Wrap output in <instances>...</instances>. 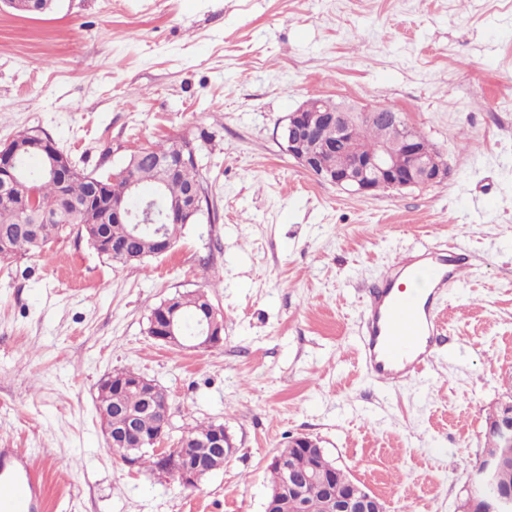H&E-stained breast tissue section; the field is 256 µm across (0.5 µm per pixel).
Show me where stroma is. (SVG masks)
Wrapping results in <instances>:
<instances>
[{
  "mask_svg": "<svg viewBox=\"0 0 512 512\" xmlns=\"http://www.w3.org/2000/svg\"><path fill=\"white\" fill-rule=\"evenodd\" d=\"M402 112L447 181L362 196L277 143L310 98ZM37 131L91 172L186 138L209 209L175 248L112 266L70 235L0 264V448L38 459L43 512H264L290 437L386 512H458L486 417L512 399V0H56L0 4V143ZM455 245L473 273L445 296L421 376L362 369L367 286L410 249ZM201 290L213 350L160 345L151 310ZM133 369L169 394L172 430L223 423L237 451L185 489L106 447L97 387Z\"/></svg>",
  "mask_w": 512,
  "mask_h": 512,
  "instance_id": "stroma-1",
  "label": "stroma"
}]
</instances>
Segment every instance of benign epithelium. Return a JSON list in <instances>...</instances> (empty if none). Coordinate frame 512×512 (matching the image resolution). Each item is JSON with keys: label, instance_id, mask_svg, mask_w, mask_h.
I'll return each instance as SVG.
<instances>
[{"label": "benign epithelium", "instance_id": "7a95c632", "mask_svg": "<svg viewBox=\"0 0 512 512\" xmlns=\"http://www.w3.org/2000/svg\"><path fill=\"white\" fill-rule=\"evenodd\" d=\"M377 121L387 127L388 136L382 140L362 143L351 155L350 162L343 168H332L324 164L323 159L329 154L340 150L349 138L352 128L360 123ZM326 127L336 128V139L327 141L321 132ZM282 148L306 172L317 180L334 185L343 190L368 196L381 191H400L407 188L425 187L448 180V164L431 144H425L421 150L419 142L410 133V127L401 113L388 107H360L346 102H334L325 98H310L303 102L294 112L290 113L287 122L280 130ZM17 138H12L0 147V185H11L20 190L26 188L27 177L17 167L19 148L14 146ZM193 149L185 146V140L175 141L173 153L161 159L167 172L172 174L182 160L183 152ZM68 158L58 149L44 154V172L52 177L63 173ZM133 198L137 206L131 208L125 204H112V221L130 224H153L154 206L157 202L156 193L142 192L141 187L131 184ZM208 203V194H201L191 189L185 198L175 205H163L161 219L164 221L180 220L186 216L200 214L204 204ZM161 310L166 320L155 324L150 337L156 342L178 349L210 350L224 342V323L219 318V311L211 309L206 325L199 334L187 337L180 333L175 301L168 299L163 302ZM110 382L117 387H137L152 396L164 393L154 381L145 377L129 382L122 372L112 373ZM164 422L159 433L152 438H144L128 428L116 432L109 421L102 420V427L107 448L127 438H132L138 446H146L153 450L158 458L159 470L168 477H174L185 489L198 487L203 479L204 469L189 461L190 448L197 445L195 438L184 439L182 443L168 448L165 445L167 427ZM503 447H512V403L503 404L502 415L492 423ZM210 446L224 449V454L232 456L234 444L224 431L218 429L210 437ZM288 447L305 448L316 461H322L323 448L319 441L299 435L289 439ZM500 462L499 449L485 447L478 466L470 475L467 486L469 499L480 505V512H512V492L499 488L495 482V474ZM281 475L280 484L275 487L271 502L266 512H274L281 505L282 488L299 490L311 482L336 491L333 501V512H382L376 499L363 487L353 484L347 490L335 486L336 471L321 477L311 475L296 476L284 458L276 460Z\"/></svg>", "mask_w": 512, "mask_h": 512}]
</instances>
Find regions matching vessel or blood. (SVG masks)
Segmentation results:
<instances>
[{
  "instance_id": "obj_1",
  "label": "vessel or blood",
  "mask_w": 512,
  "mask_h": 512,
  "mask_svg": "<svg viewBox=\"0 0 512 512\" xmlns=\"http://www.w3.org/2000/svg\"><path fill=\"white\" fill-rule=\"evenodd\" d=\"M457 248L424 249L402 256L364 306L358 351L364 371L387 384L417 377L431 363L442 331L440 298L459 287L467 273ZM425 287L406 291L405 281ZM43 485L28 454L0 448V512H40Z\"/></svg>"
}]
</instances>
